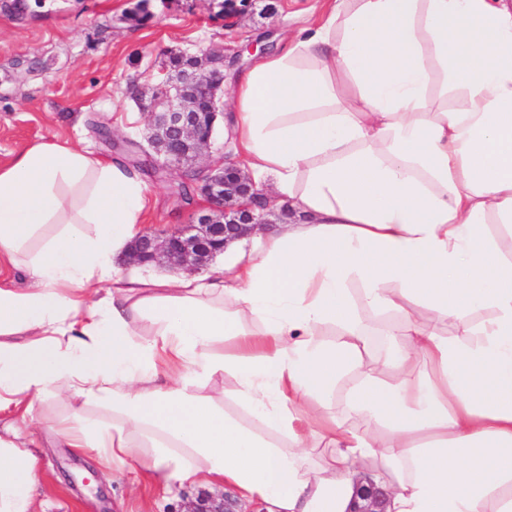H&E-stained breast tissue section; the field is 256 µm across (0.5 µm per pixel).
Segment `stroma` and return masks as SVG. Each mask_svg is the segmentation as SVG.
<instances>
[{
    "label": "stroma",
    "instance_id": "stroma-1",
    "mask_svg": "<svg viewBox=\"0 0 512 512\" xmlns=\"http://www.w3.org/2000/svg\"><path fill=\"white\" fill-rule=\"evenodd\" d=\"M317 0H252L237 26L225 27L221 0H151L141 17L138 0H0V166L25 147L55 140L81 144L105 160L116 159L96 137L91 121L115 139L143 141L147 117L129 97V85L155 82L170 54L214 46L235 52L272 30L302 27ZM146 225L167 233L188 223L202 196L177 205L169 182L143 176ZM57 403L43 405L29 431L39 440V493L49 512H182L185 503L208 497L237 499L230 487L191 483L166 492L141 469L113 470L91 480L96 460L71 448H52Z\"/></svg>",
    "mask_w": 512,
    "mask_h": 512
}]
</instances>
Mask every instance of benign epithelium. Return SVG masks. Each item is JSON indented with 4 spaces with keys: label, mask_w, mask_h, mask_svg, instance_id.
Instances as JSON below:
<instances>
[{
    "label": "benign epithelium",
    "mask_w": 512,
    "mask_h": 512,
    "mask_svg": "<svg viewBox=\"0 0 512 512\" xmlns=\"http://www.w3.org/2000/svg\"><path fill=\"white\" fill-rule=\"evenodd\" d=\"M244 13L239 0L224 6V26L231 28ZM243 51L217 56L204 51L190 55L191 63L178 75L164 74L158 82L136 86L132 95L148 116L150 150L129 141L150 165L177 172L208 207L195 211L188 224L164 236L146 232L131 244L127 260L137 264H167L189 272L205 267L228 242L268 223L266 196L231 160L206 165L197 160L211 148L224 95L227 73L242 61ZM388 493L373 482L360 487L350 512H387ZM184 512H231L225 501L204 500Z\"/></svg>",
    "instance_id": "obj_1"
}]
</instances>
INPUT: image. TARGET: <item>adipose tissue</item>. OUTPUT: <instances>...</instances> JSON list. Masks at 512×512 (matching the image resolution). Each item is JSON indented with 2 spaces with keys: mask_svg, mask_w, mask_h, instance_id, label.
<instances>
[{
  "mask_svg": "<svg viewBox=\"0 0 512 512\" xmlns=\"http://www.w3.org/2000/svg\"><path fill=\"white\" fill-rule=\"evenodd\" d=\"M230 99L297 218L229 266L118 263L147 209L121 163L42 141L0 166V512H46L24 430L50 399L61 444L167 491L349 512L368 473L389 512H512V0H320Z\"/></svg>",
  "mask_w": 512,
  "mask_h": 512,
  "instance_id": "obj_1",
  "label": "adipose tissue"
}]
</instances>
